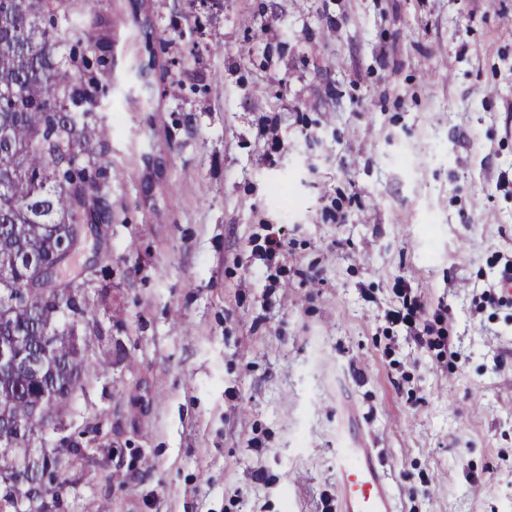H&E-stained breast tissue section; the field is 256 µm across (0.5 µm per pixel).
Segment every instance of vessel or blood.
I'll return each mask as SVG.
<instances>
[{
  "instance_id": "vessel-or-blood-1",
  "label": "vessel or blood",
  "mask_w": 512,
  "mask_h": 512,
  "mask_svg": "<svg viewBox=\"0 0 512 512\" xmlns=\"http://www.w3.org/2000/svg\"><path fill=\"white\" fill-rule=\"evenodd\" d=\"M336 472L337 512H398L396 497L374 449H338Z\"/></svg>"
}]
</instances>
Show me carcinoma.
Here are the masks:
<instances>
[{"mask_svg":"<svg viewBox=\"0 0 512 512\" xmlns=\"http://www.w3.org/2000/svg\"><path fill=\"white\" fill-rule=\"evenodd\" d=\"M59 0H0V270L21 286L27 276L18 253L51 260L56 224L112 223L104 188L112 168L103 160L105 129L91 122L112 84L104 56L88 53L107 43L84 34V47L63 56ZM70 298L52 288L29 291V305L13 313L24 327V347H40L45 330L58 332L46 371L38 379L22 372L0 373V415H23L40 400V388L56 392L46 412L61 417L83 379L104 370L102 362L76 361L75 345L58 330L60 307ZM22 461L31 473L28 486H16L9 472ZM59 467L29 448H0V512H41L38 500L60 494L63 483L44 479Z\"/></svg>","mask_w":512,"mask_h":512,"instance_id":"1","label":"carcinoma"}]
</instances>
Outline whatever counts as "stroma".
I'll return each instance as SVG.
<instances>
[{"label": "stroma", "mask_w": 512, "mask_h": 512, "mask_svg": "<svg viewBox=\"0 0 512 512\" xmlns=\"http://www.w3.org/2000/svg\"><path fill=\"white\" fill-rule=\"evenodd\" d=\"M64 11L116 81L81 343L112 363L33 450L97 430L63 512H336L350 445L399 512H512V0Z\"/></svg>", "instance_id": "obj_1"}]
</instances>
